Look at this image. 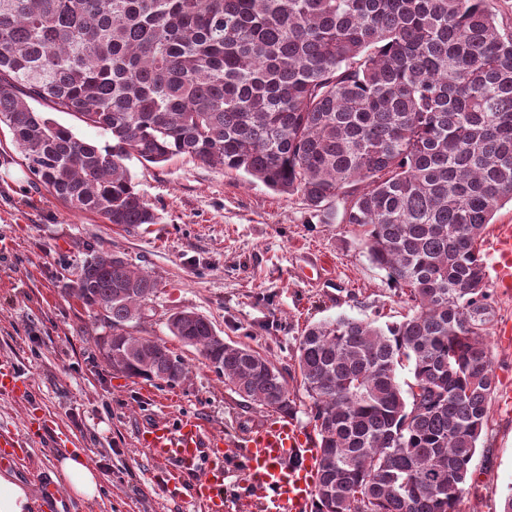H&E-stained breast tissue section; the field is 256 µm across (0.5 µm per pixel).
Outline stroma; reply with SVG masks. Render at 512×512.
<instances>
[{
	"label": "stroma",
	"instance_id": "stroma-1",
	"mask_svg": "<svg viewBox=\"0 0 512 512\" xmlns=\"http://www.w3.org/2000/svg\"><path fill=\"white\" fill-rule=\"evenodd\" d=\"M127 166L157 215L156 223L128 231L70 209L37 184L0 130V361L29 379L34 393L30 403L0 394V430L23 435L43 418L57 442L31 443L9 472L37 490L48 479L64 487L54 464L76 448L102 485L94 501L68 498V512H202L166 492L138 442L142 425L194 415L233 440L266 415L233 393L197 350L170 338L169 315L203 314L225 341L247 344L285 370L307 325L379 314L393 322L403 308L355 226L321 223L299 196L184 156ZM104 252L155 277L156 291L131 331L177 349L189 368L183 383L150 396L148 381L106 362L97 340L109 328L66 290L83 261ZM492 299L498 385L461 512H500L512 490V293Z\"/></svg>",
	"mask_w": 512,
	"mask_h": 512
}]
</instances>
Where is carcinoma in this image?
Here are the masks:
<instances>
[{
	"instance_id": "cac0c4a2",
	"label": "carcinoma",
	"mask_w": 512,
	"mask_h": 512,
	"mask_svg": "<svg viewBox=\"0 0 512 512\" xmlns=\"http://www.w3.org/2000/svg\"><path fill=\"white\" fill-rule=\"evenodd\" d=\"M31 100L112 143L77 139ZM0 125L36 181L123 229L155 223L133 157L242 171L325 224L342 203L410 313L299 337L312 512H460L497 388L477 243L512 202V26L490 0H0ZM75 276L69 294L112 328V368L186 380L165 341L129 332L150 272L100 254ZM167 329L243 401L293 415L266 355L195 311Z\"/></svg>"
}]
</instances>
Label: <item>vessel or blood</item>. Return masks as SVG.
Instances as JSON below:
<instances>
[{
  "mask_svg": "<svg viewBox=\"0 0 512 512\" xmlns=\"http://www.w3.org/2000/svg\"><path fill=\"white\" fill-rule=\"evenodd\" d=\"M494 286L512 290V234L496 243ZM0 393L25 400L32 394L30 382L9 365L0 366ZM139 443L153 462L168 492L178 491L186 475L194 471L202 452H210L211 464L191 489L192 499L204 512H224V449L226 440L209 435L202 419L182 417L179 423L145 424ZM28 445L25 436L0 431V466L16 463ZM237 458L243 466L245 491L242 505L261 512H311L318 450L293 419L270 415L237 441Z\"/></svg>",
  "mask_w": 512,
  "mask_h": 512,
  "instance_id": "1",
  "label": "vessel or blood"
}]
</instances>
